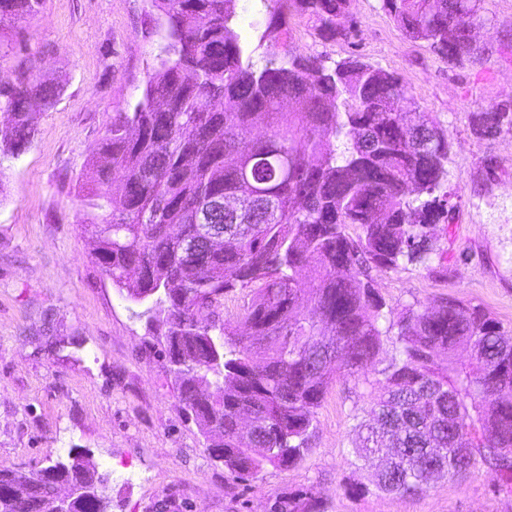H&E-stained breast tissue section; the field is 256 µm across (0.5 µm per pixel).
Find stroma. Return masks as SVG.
<instances>
[{
	"label": "stroma",
	"instance_id": "35a3bbf8",
	"mask_svg": "<svg viewBox=\"0 0 512 512\" xmlns=\"http://www.w3.org/2000/svg\"><path fill=\"white\" fill-rule=\"evenodd\" d=\"M143 9V0H48L23 32L0 31V79H12L10 51L24 41L62 88L52 109L34 114L31 146L0 167V468L34 472L89 453L111 512H271L276 497L306 493L317 512H512V493L495 492L483 464L418 496L361 491L368 474L352 454L353 417L369 409L388 338L364 379L332 384L295 465L240 482L210 458L162 337L94 263L82 227L88 160L113 112L140 97L157 52ZM349 12L354 43L324 40L298 15L291 48L398 74L452 143L450 222L436 225L424 261L373 269L374 288L397 315L448 297L512 329V138L487 142L469 126L470 113L512 97V0H485L476 34L488 52L454 66L406 40L379 0H350Z\"/></svg>",
	"mask_w": 512,
	"mask_h": 512
}]
</instances>
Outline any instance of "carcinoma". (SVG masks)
<instances>
[{"instance_id": "obj_1", "label": "carcinoma", "mask_w": 512, "mask_h": 512, "mask_svg": "<svg viewBox=\"0 0 512 512\" xmlns=\"http://www.w3.org/2000/svg\"><path fill=\"white\" fill-rule=\"evenodd\" d=\"M145 2L161 50L137 103L114 113L92 156L88 227L112 285L135 304L155 301L150 323L169 363L189 368L176 371L180 398L208 447L224 449L229 477L300 460L335 377L364 373L392 334L370 419L354 425L353 454L370 484L416 495L481 461L499 476L494 488L511 493L512 330L480 305L448 299L393 320L372 285V269L426 258L432 230L448 219V129L393 72L288 50L293 15L315 19L327 40L357 38L350 0H261L270 42L261 68L235 29L236 0ZM380 2L405 38L448 64L481 53L469 31L484 0ZM44 4L0 0V28H18ZM14 72L0 84V160L29 147L32 115L61 92L40 79L31 52L17 54ZM470 126L481 140L512 137V108L472 112ZM207 224L235 247L195 243ZM245 288L252 298L237 329L217 309ZM208 334L224 337L217 358L203 347ZM242 412L255 420L245 445ZM98 478L76 452L30 473L0 468V498L10 512H44L57 480ZM316 508L311 496L278 497L273 512Z\"/></svg>"}]
</instances>
